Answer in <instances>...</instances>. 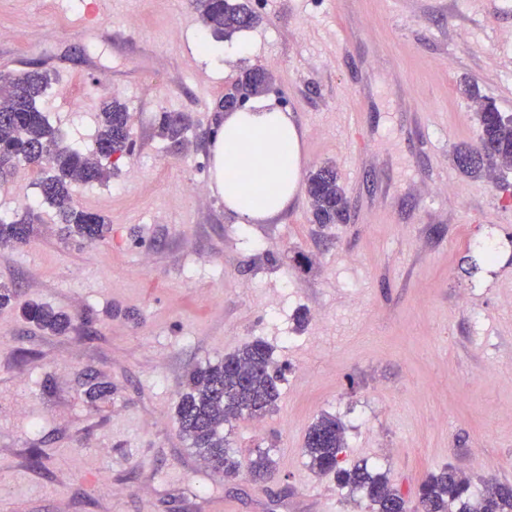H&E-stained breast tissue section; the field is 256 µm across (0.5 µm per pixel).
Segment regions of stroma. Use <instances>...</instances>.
Instances as JSON below:
<instances>
[{
  "label": "stroma",
  "instance_id": "stroma-1",
  "mask_svg": "<svg viewBox=\"0 0 512 512\" xmlns=\"http://www.w3.org/2000/svg\"><path fill=\"white\" fill-rule=\"evenodd\" d=\"M88 2L0 0V71L55 72L39 108L65 144L92 146L110 95L135 143L109 181L74 190L109 225L95 244L61 240L43 171L0 178L1 218L40 216L27 244H0L15 291L0 307V512H366L309 468L305 434L324 414L346 427L344 465L407 497L447 465L476 492L512 485V170L470 178L452 159L479 141L477 97L512 115V0H249L261 23L221 40L190 0H112L106 25L141 35L126 46L72 34ZM255 67L271 76L261 100L302 133L303 173L335 167L345 223H315L302 187L281 215L241 224L211 189L199 138ZM165 112L188 116L182 144L158 136ZM487 245L496 262L469 272ZM30 302L75 331L28 323ZM255 339L286 367L281 396L224 434L275 466L227 481L176 406L191 368Z\"/></svg>",
  "mask_w": 512,
  "mask_h": 512
}]
</instances>
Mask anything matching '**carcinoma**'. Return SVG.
<instances>
[{
	"label": "carcinoma",
	"mask_w": 512,
	"mask_h": 512,
	"mask_svg": "<svg viewBox=\"0 0 512 512\" xmlns=\"http://www.w3.org/2000/svg\"><path fill=\"white\" fill-rule=\"evenodd\" d=\"M204 26L218 39L250 29L260 21L244 3L229 0H192ZM270 77L250 71L235 91L224 95L221 107L234 109L240 96L262 91ZM53 81L47 70H31L20 76L0 72V178L12 173L23 162L33 168L51 171L40 181L43 200L56 209L67 234L88 243L104 238L106 219L97 212L75 205L73 187L77 184L103 182L110 177L103 160L114 154L130 152V114L114 96L101 102L100 125L94 148L82 151L62 143L57 131L38 108ZM480 126V142L475 148L460 147L454 152L459 171L468 176L494 177L512 166V117L503 115L488 101L475 112ZM188 119H173L163 113L159 135L181 143ZM309 203L318 224H342L348 212V200L340 186L336 169L327 165L308 178ZM39 220L34 213L20 221L0 218V243L27 241L30 225ZM23 316L38 328L54 335L75 330L63 312L39 303H30ZM284 366L274 363L271 350L261 340H253L224 356V359L191 369L176 407L182 435L215 474L234 479L242 471L241 461L226 448L224 426L240 419L266 413L280 398L279 382ZM345 428L334 416L322 415L311 424L305 438L304 454L308 465L319 475H333L339 486L358 493L369 512H512V498L502 500L484 483L478 498H473L471 482L451 466L430 473L418 486L416 506L392 485L386 475L356 463L340 465L346 448ZM272 460L259 453L247 465L254 478L268 474Z\"/></svg>",
	"instance_id": "carcinoma-1"
}]
</instances>
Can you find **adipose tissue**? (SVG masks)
I'll list each match as a JSON object with an SVG mask.
<instances>
[{"mask_svg": "<svg viewBox=\"0 0 512 512\" xmlns=\"http://www.w3.org/2000/svg\"><path fill=\"white\" fill-rule=\"evenodd\" d=\"M300 142L290 114L267 104L220 118L210 144L214 183L240 223L287 209L302 180Z\"/></svg>", "mask_w": 512, "mask_h": 512, "instance_id": "ef3b65f1", "label": "adipose tissue"}]
</instances>
